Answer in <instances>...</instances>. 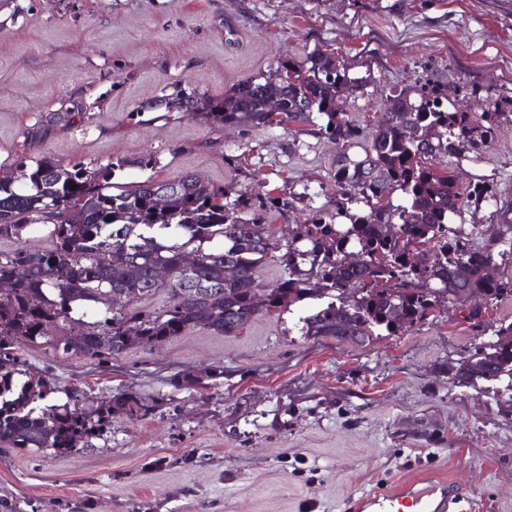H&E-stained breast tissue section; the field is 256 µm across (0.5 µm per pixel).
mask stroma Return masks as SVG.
<instances>
[{"instance_id":"obj_1","label":"stroma","mask_w":512,"mask_h":512,"mask_svg":"<svg viewBox=\"0 0 512 512\" xmlns=\"http://www.w3.org/2000/svg\"><path fill=\"white\" fill-rule=\"evenodd\" d=\"M318 51L351 78L340 105L359 117L428 82L458 109L512 113V0H0V163L121 157L118 183L192 172L230 200L251 186L295 194L297 210L267 219L286 243L313 209L336 210L335 143L220 129L158 102L221 97ZM148 154L156 165L136 166ZM453 168L464 185L496 178L512 202V123ZM506 222L512 211L485 207L454 224L480 247ZM312 306L109 361L24 347L49 403L76 394L94 414L122 392L148 410L113 413L69 454L0 447V512H346L418 475L460 486L476 512H512L503 385L462 387L448 372L512 322V294L478 321L441 302L426 323L362 346L299 336Z\"/></svg>"}]
</instances>
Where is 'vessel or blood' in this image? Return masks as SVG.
Returning a JSON list of instances; mask_svg holds the SVG:
<instances>
[{
  "label": "vessel or blood",
  "instance_id": "obj_1",
  "mask_svg": "<svg viewBox=\"0 0 512 512\" xmlns=\"http://www.w3.org/2000/svg\"><path fill=\"white\" fill-rule=\"evenodd\" d=\"M463 498L456 486L410 482L349 503L348 512H461Z\"/></svg>",
  "mask_w": 512,
  "mask_h": 512
}]
</instances>
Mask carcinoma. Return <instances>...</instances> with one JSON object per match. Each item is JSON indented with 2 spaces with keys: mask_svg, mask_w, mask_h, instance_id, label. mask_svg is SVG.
Masks as SVG:
<instances>
[{
  "mask_svg": "<svg viewBox=\"0 0 512 512\" xmlns=\"http://www.w3.org/2000/svg\"><path fill=\"white\" fill-rule=\"evenodd\" d=\"M335 72L334 79L329 73ZM347 74L326 52L285 68L279 80L239 82L231 95L183 100L167 98L169 109L191 108L219 126L258 128L277 125L336 143V213L317 211L288 244L279 245L266 215L296 208L298 197H272L246 191L232 202L224 189L186 173L174 180L147 179L136 185L112 182L115 170L132 164L118 158L88 169L44 156L18 186L12 171L0 169V240H19L34 225H51L50 245L0 252V280L13 288L0 292V443L12 448L67 454L88 439L112 410L130 418L145 414L137 398L110 397L97 418L82 412L73 398L46 404L51 388L30 376L17 349L45 338L47 328L65 321L73 334L53 342L64 355L111 359L134 347L167 343L193 329L230 336L248 325L259 310L281 313L312 299L319 305L298 319L306 339L333 337L363 345L374 336H396L428 320L454 288L483 306L512 294V285L491 279L485 269L493 247L512 253V225L484 247H475L449 223L467 204L476 209L501 205L497 185L487 178L459 186L455 171L434 164L441 157H478L500 131L506 112H460L448 107L438 88L393 90L389 107L377 118L372 137L339 106ZM282 104L271 118L268 102ZM361 148L355 159L350 150ZM167 190L159 208L154 194ZM399 192L402 202L393 203ZM284 248L282 273L267 288L261 266ZM360 264L345 261L350 250ZM198 264L185 280L183 257ZM139 277L126 278V266ZM67 268L65 280L55 277ZM168 295L158 310L139 306L157 294ZM99 315L94 322L88 316ZM469 359L451 368L465 387L506 382V408L512 407V322Z\"/></svg>",
  "mask_w": 512,
  "mask_h": 512,
  "instance_id": "obj_1",
  "label": "carcinoma"
}]
</instances>
